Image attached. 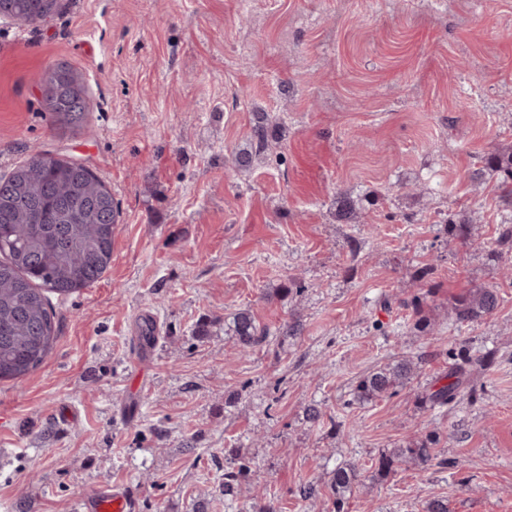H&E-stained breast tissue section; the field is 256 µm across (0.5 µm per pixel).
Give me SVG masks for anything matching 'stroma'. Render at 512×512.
Segmentation results:
<instances>
[{"instance_id": "obj_1", "label": "stroma", "mask_w": 512, "mask_h": 512, "mask_svg": "<svg viewBox=\"0 0 512 512\" xmlns=\"http://www.w3.org/2000/svg\"><path fill=\"white\" fill-rule=\"evenodd\" d=\"M58 4L35 24L0 17V176L39 151L75 159L120 216L103 276L53 296L44 363L0 382V512H75L103 485L133 512H335L342 464L360 472L345 512H512V253L496 245L512 206L486 163L512 154V0ZM58 62L82 75L76 131L44 109ZM260 112L279 142L235 172ZM480 287L497 312L453 323L452 299ZM415 296L425 333L402 305ZM242 310L269 331L245 354L226 333ZM142 311L159 327L144 350ZM486 353L478 400L430 406L458 356ZM403 357V388L353 401ZM428 432L431 465L377 471ZM231 448L250 473L228 502ZM414 370L413 362L407 358L379 366L358 378L352 399L365 403L392 395L413 376Z\"/></svg>"}]
</instances>
